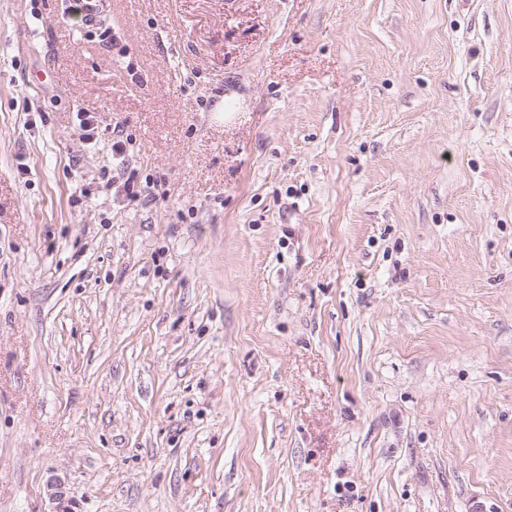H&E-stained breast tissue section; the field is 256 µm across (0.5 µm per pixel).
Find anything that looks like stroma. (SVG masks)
<instances>
[{
    "instance_id": "stroma-1",
    "label": "stroma",
    "mask_w": 512,
    "mask_h": 512,
    "mask_svg": "<svg viewBox=\"0 0 512 512\" xmlns=\"http://www.w3.org/2000/svg\"><path fill=\"white\" fill-rule=\"evenodd\" d=\"M72 2L0 0V512H512V0ZM46 493L53 510L49 512H72L71 500L67 497L65 485L57 478H50L46 484Z\"/></svg>"
}]
</instances>
